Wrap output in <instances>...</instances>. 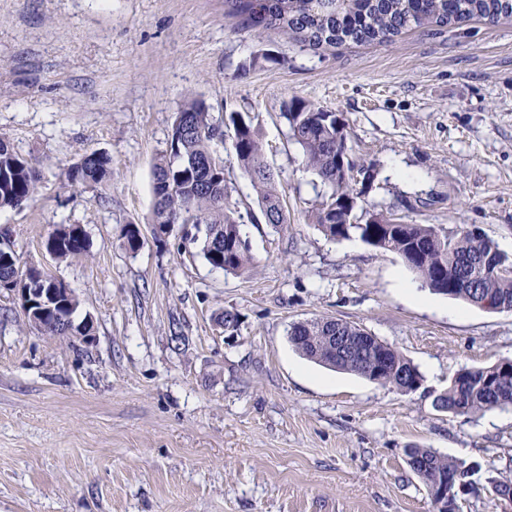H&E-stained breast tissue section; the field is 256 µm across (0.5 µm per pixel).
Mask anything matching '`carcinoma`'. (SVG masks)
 Returning <instances> with one entry per match:
<instances>
[{
    "instance_id": "obj_1",
    "label": "carcinoma",
    "mask_w": 512,
    "mask_h": 512,
    "mask_svg": "<svg viewBox=\"0 0 512 512\" xmlns=\"http://www.w3.org/2000/svg\"><path fill=\"white\" fill-rule=\"evenodd\" d=\"M244 22L291 33L312 47L354 44H386L413 27L426 24L461 26L473 19L494 24L512 16V0H232ZM281 115L292 139L300 145L308 167L320 178L327 192L308 212V220L332 239L358 236L368 245L398 254L424 287L441 295L480 306L485 297L501 300L512 308V273L499 272L497 265L512 260L502 254L487 235L477 238L461 227L450 233L434 224H407L391 212L361 211L359 193L353 188L358 172L347 155V125L337 114L293 97L282 105ZM231 147L240 170L256 193L265 223L277 228L288 223V215L277 190V175L265 160L257 127L248 115L230 114ZM224 123L214 119L211 106L200 98H188L176 113L167 148L152 168L151 189L155 200L148 220L153 237L166 238V227L191 225L203 233V254L208 263L226 274L243 275L253 269L251 249L243 238L234 213L227 207L228 187L224 158ZM67 184L102 185L112 177L111 159L92 153L63 172ZM39 174L34 164L0 140V209H17L38 191ZM124 244L135 253L142 240L137 223L126 225ZM56 260L67 261L87 254L86 232L76 226L55 230L48 238ZM30 272L34 288H51L50 280L28 265H20L12 254L0 261V286ZM78 308L73 300L65 311L46 314L47 336H59L58 313L71 317ZM364 329L340 319L322 318L291 326L290 341L306 359L323 367L353 373L401 393L417 391L423 382L418 368L392 346L370 339L352 355H340L327 337L355 340ZM491 367L465 368L448 383L434 401L459 415L481 414L512 408V377L496 386L487 382ZM408 465L429 488L439 477L468 480L474 466L448 458L430 448L412 447Z\"/></svg>"
}]
</instances>
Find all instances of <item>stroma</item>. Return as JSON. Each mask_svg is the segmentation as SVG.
Masks as SVG:
<instances>
[{
    "label": "stroma",
    "instance_id": "35a3bbf8",
    "mask_svg": "<svg viewBox=\"0 0 512 512\" xmlns=\"http://www.w3.org/2000/svg\"><path fill=\"white\" fill-rule=\"evenodd\" d=\"M190 96L219 118L249 113L279 175L289 222L275 229L221 150L246 276L213 268L178 225L124 246ZM294 96L345 120L351 159L374 175L364 208L477 226L512 256V19L314 49L242 26L230 0H0V139L41 172L0 227L71 289L74 321L94 322L88 340L46 336L0 288V512H435L413 446L478 462L482 488L459 512H502L485 483L512 471V408L432 402L460 370L512 359V312L431 293L399 255L311 224L324 188L280 116ZM95 152L111 180L67 185L63 168ZM68 224L90 251L59 262L45 241ZM323 317L399 350L421 387L303 358L288 330Z\"/></svg>",
    "mask_w": 512,
    "mask_h": 512
}]
</instances>
